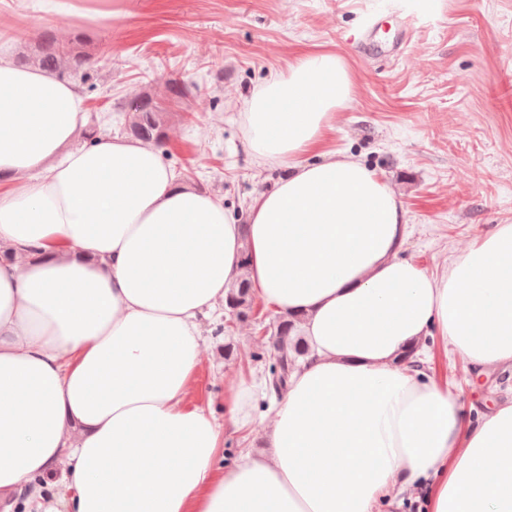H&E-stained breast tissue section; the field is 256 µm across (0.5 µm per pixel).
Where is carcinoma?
Wrapping results in <instances>:
<instances>
[{"label": "carcinoma", "mask_w": 512, "mask_h": 512, "mask_svg": "<svg viewBox=\"0 0 512 512\" xmlns=\"http://www.w3.org/2000/svg\"><path fill=\"white\" fill-rule=\"evenodd\" d=\"M92 53L84 40L64 45L54 31L43 30L33 48L24 52L19 61L57 73L63 79L83 82L86 90L95 88L91 66ZM166 113L157 101V95L145 93L139 97V105L127 111L126 133L142 142L161 147L166 140ZM224 308L239 321H246L254 314V297L247 270L228 288ZM273 362L268 367L267 391L275 393L272 381L283 372H293L300 361L309 354V347L300 334L295 316L287 314L277 317L273 331Z\"/></svg>", "instance_id": "cac0c4a2"}]
</instances>
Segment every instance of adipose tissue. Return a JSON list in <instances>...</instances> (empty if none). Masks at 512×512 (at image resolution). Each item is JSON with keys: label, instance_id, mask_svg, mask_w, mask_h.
I'll return each mask as SVG.
<instances>
[{"label": "adipose tissue", "instance_id": "ef3b65f1", "mask_svg": "<svg viewBox=\"0 0 512 512\" xmlns=\"http://www.w3.org/2000/svg\"><path fill=\"white\" fill-rule=\"evenodd\" d=\"M0 31V512L52 472L39 512H512V400L470 419L409 359L439 336L476 377L512 371V224L431 275L403 254L397 191L325 144L354 94L307 51L248 101L245 144L287 174L236 224L160 152L102 135L79 88L16 61ZM247 272L311 356L266 453L223 468L224 432L186 402L202 315Z\"/></svg>", "mask_w": 512, "mask_h": 512}]
</instances>
